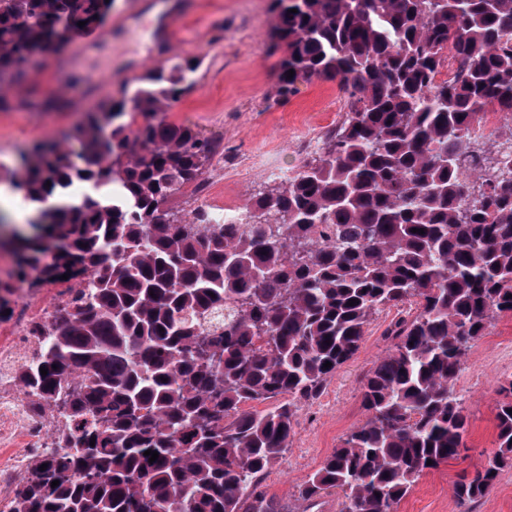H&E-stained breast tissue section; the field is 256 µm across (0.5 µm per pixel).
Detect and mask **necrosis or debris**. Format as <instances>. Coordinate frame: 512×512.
<instances>
[{"mask_svg": "<svg viewBox=\"0 0 512 512\" xmlns=\"http://www.w3.org/2000/svg\"><path fill=\"white\" fill-rule=\"evenodd\" d=\"M199 206L210 213L216 224H246L245 207L229 204L223 180L204 188ZM85 272H70L68 279L50 276L30 284L12 281L7 292L0 294L7 314L0 319V510L11 498L15 483L26 469V452L44 456L54 451L56 429L68 423L63 413L48 415L32 410L25 395L11 389L8 380L18 365L28 359L36 339L32 327L52 325L68 309L78 290L87 289ZM23 337L16 345L15 337Z\"/></svg>", "mask_w": 512, "mask_h": 512, "instance_id": "1", "label": "necrosis or debris"}]
</instances>
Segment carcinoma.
Here are the masks:
<instances>
[{"label":"carcinoma","instance_id":"1","mask_svg":"<svg viewBox=\"0 0 512 512\" xmlns=\"http://www.w3.org/2000/svg\"><path fill=\"white\" fill-rule=\"evenodd\" d=\"M273 2L276 96L336 79L344 114L251 199L248 228L163 209L203 184L220 151L168 119L199 67L188 60L90 113L70 133L80 158L39 143L4 173L37 205L14 242L17 278L79 264L94 296L35 326L41 352L15 372L75 428L31 460L8 512H276L259 478L298 410L358 352L373 314L407 304L416 313L395 322L362 382L367 419L300 497L336 491L341 512H394L465 447L457 374L512 316V159L500 149L512 130L478 134L489 110L512 113V0ZM113 3L0 0V80L24 74L18 60L48 46L56 23L98 27ZM67 165L119 202L44 207L61 200ZM498 395L497 448L453 484L461 504L512 469L511 378Z\"/></svg>","mask_w":512,"mask_h":512}]
</instances>
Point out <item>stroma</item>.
Returning <instances> with one entry per match:
<instances>
[{
    "mask_svg": "<svg viewBox=\"0 0 512 512\" xmlns=\"http://www.w3.org/2000/svg\"><path fill=\"white\" fill-rule=\"evenodd\" d=\"M133 4L117 0L111 25L95 28L98 40L89 51L75 49L78 33L64 34L31 56L25 79L0 84V96L11 104L0 110L5 162H13L18 149L58 139L87 112L120 100L132 59H143L145 71L157 69L150 59L149 20L133 28L123 24ZM271 7V0H192L189 13L175 22L170 49L171 56L196 59L201 66L169 119L221 140L224 158L209 174L224 178L229 200L240 206L265 189L269 167L291 170L305 155L302 140L317 139L341 118L334 80L315 79L289 99L274 98L279 57L269 50ZM108 73L114 76L111 89L95 90ZM397 317L393 308L373 315L356 355L318 399L300 409L286 453L261 479L266 498L280 512H303L300 485L365 421L359 383L391 348L386 331ZM511 375L512 317L505 316L468 351L456 379L455 394L469 413L465 450L424 474L397 512H512V470L502 473L479 504H459L452 494L459 476L479 467L496 446L497 389Z\"/></svg>",
    "mask_w": 512,
    "mask_h": 512,
    "instance_id": "1",
    "label": "stroma"
}]
</instances>
